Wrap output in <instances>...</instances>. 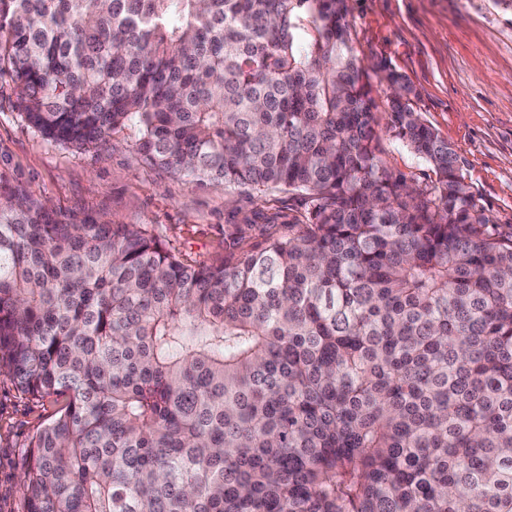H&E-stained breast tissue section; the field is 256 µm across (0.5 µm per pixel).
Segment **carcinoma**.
Returning <instances> with one entry per match:
<instances>
[{
    "mask_svg": "<svg viewBox=\"0 0 512 512\" xmlns=\"http://www.w3.org/2000/svg\"><path fill=\"white\" fill-rule=\"evenodd\" d=\"M349 0H0L27 125L126 126L173 175L300 194L288 233L190 264L142 224L0 198V371L67 404L32 438L25 512H512V232L375 70Z\"/></svg>",
    "mask_w": 512,
    "mask_h": 512,
    "instance_id": "1",
    "label": "carcinoma"
}]
</instances>
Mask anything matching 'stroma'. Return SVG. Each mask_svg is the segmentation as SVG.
Returning <instances> with one entry per match:
<instances>
[{
    "label": "stroma",
    "mask_w": 512,
    "mask_h": 512,
    "mask_svg": "<svg viewBox=\"0 0 512 512\" xmlns=\"http://www.w3.org/2000/svg\"><path fill=\"white\" fill-rule=\"evenodd\" d=\"M352 37L365 67L406 76L414 108L448 141L477 203L495 228L512 230V9L502 0H349ZM136 132L69 149L31 129L13 83L0 77V186L49 201L58 211L100 221L142 224L182 257L224 258V227L263 224L284 233L304 209L295 193L259 196L197 183L150 165ZM386 165L417 185L431 167L389 133L380 135ZM66 400L34 399L0 375V512H25L21 478L31 438Z\"/></svg>",
    "instance_id": "1"
}]
</instances>
